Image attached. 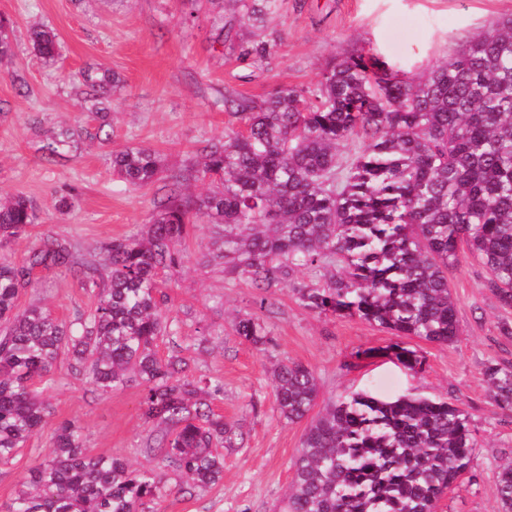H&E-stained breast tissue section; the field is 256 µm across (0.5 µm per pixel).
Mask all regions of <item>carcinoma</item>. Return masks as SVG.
Instances as JSON below:
<instances>
[{
    "instance_id": "1",
    "label": "carcinoma",
    "mask_w": 512,
    "mask_h": 512,
    "mask_svg": "<svg viewBox=\"0 0 512 512\" xmlns=\"http://www.w3.org/2000/svg\"><path fill=\"white\" fill-rule=\"evenodd\" d=\"M242 18L260 23L277 0H236ZM44 59L57 54L56 34L35 29ZM96 111L115 78L83 74ZM243 128L211 144L202 171L216 185L195 201L165 180L158 212L137 239L103 245L105 267L79 258L66 241L41 238L21 264L0 258V463L43 428L47 405L35 381L65 354L73 373L107 393L143 386V417L157 429L152 451L199 489L224 477L225 448L237 431L212 408L224 386L191 374L157 341L178 346L177 328L160 305L161 274L182 262L192 222L213 229L206 260L267 291L298 270L317 280L291 289L305 309L357 318L390 330L398 341L377 351L409 370L422 367L400 338L451 344L460 334L448 268L464 254L486 269V288L512 308V17L459 45L423 76L376 49L329 62L312 87L280 85L260 98L230 101ZM362 151L345 156L349 142ZM113 173L134 186L159 180L150 149L112 155ZM26 197L0 202V244L35 224ZM79 268L94 310L66 322L42 306L18 311L32 273ZM235 334L259 349L260 318H237ZM491 400L512 412V364H490ZM275 404L294 422L314 407L313 372L286 363L274 372ZM51 454L32 467L0 512H158L171 493L153 469L87 452L73 422L51 435ZM468 416L444 397L367 392L334 401L308 426L292 484L278 512H437L471 468ZM500 512H512V459L496 475Z\"/></svg>"
}]
</instances>
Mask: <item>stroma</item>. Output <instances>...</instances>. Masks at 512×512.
<instances>
[{
	"instance_id": "1",
	"label": "stroma",
	"mask_w": 512,
	"mask_h": 512,
	"mask_svg": "<svg viewBox=\"0 0 512 512\" xmlns=\"http://www.w3.org/2000/svg\"><path fill=\"white\" fill-rule=\"evenodd\" d=\"M512 15V0H278L263 22L242 20L236 0H204L187 17L184 0H0L12 56L0 60V196L23 195L37 219L29 234L5 248L22 261L49 234L77 254L101 259L102 243L135 238L157 213L158 185L136 187L116 178L112 155L149 148L163 173L182 172L184 196L205 193L204 149L239 129L226 102L259 97L281 84L314 85L331 56L373 47L422 74L475 33L493 30ZM222 18L223 30L213 26ZM56 33L55 59H42L29 33ZM267 46L265 55L254 45ZM90 68L118 76L108 119L89 112L82 74ZM73 133L69 145L48 156L45 146L59 127ZM212 241L198 220L182 245L183 261L163 274V313L178 326L181 354L195 375L222 384L213 408L241 433L242 447L224 451V478L205 492L189 487L174 468L160 465L146 448L155 432L142 417L135 382L102 395L74 377L59 359L43 396L48 405L41 433L15 459L0 465V502L50 454L49 436L69 420L80 426L91 454L125 459L132 467L159 468L172 492L161 512H274L294 477L306 421L288 422L276 410L272 370L297 362L319 386L318 405L356 392L391 400L402 395L448 398L469 417L477 443L470 472L439 504L438 512H499L495 474L512 455V414L488 395L484 369L512 363V309L485 288L486 269L463 259L449 269L461 334L448 345L409 337L405 347L423 361L411 371L396 359L357 358V351L394 341L385 329L358 319L319 316L303 308L288 286L266 297L223 266L203 258ZM20 307L38 304L71 320L91 311L93 298L76 271L37 269ZM258 314L269 341L263 349L236 336L233 324ZM208 337L200 345V337Z\"/></svg>"
}]
</instances>
